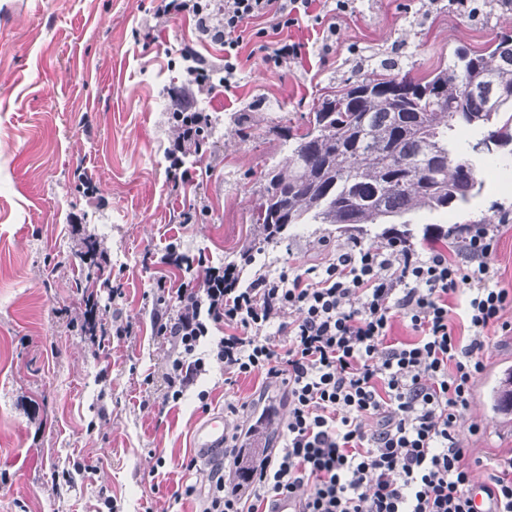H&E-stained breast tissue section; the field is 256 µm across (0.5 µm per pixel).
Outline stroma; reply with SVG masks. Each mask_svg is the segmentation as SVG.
Listing matches in <instances>:
<instances>
[{"instance_id": "stroma-1", "label": "stroma", "mask_w": 512, "mask_h": 512, "mask_svg": "<svg viewBox=\"0 0 512 512\" xmlns=\"http://www.w3.org/2000/svg\"><path fill=\"white\" fill-rule=\"evenodd\" d=\"M160 0H0V512H195L176 500L201 484L212 461L196 460L192 431L225 403L252 405L261 379H200L179 405L162 402L172 345L155 333L156 280L178 288L183 273L163 260L168 243L204 266L238 263L243 281L278 267L323 265L356 239L429 249L437 224L463 240L473 224L499 227L491 261L512 289V185L484 177L482 191L448 213L418 211L405 223L341 232L294 224L264 243L253 220L264 173L288 156L285 133L346 78L383 65L424 76L458 46L482 47L502 29L484 0L459 12L451 0H351L331 11L336 31L304 25V43L279 68L241 59L237 86L201 96L197 108L222 125L206 156H190V181L173 187L167 149L177 135L168 91L187 82L184 46L223 67L224 47L179 17L154 24ZM97 235L121 289L99 292L104 320L133 323L132 337L98 348L80 328L75 282L82 240ZM464 413L470 461L512 455V413L488 396L512 372V331L496 332ZM208 390L200 405L197 390Z\"/></svg>"}]
</instances>
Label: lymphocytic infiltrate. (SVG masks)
I'll return each mask as SVG.
<instances>
[{"instance_id": "obj_1", "label": "lymphocytic infiltrate", "mask_w": 512, "mask_h": 512, "mask_svg": "<svg viewBox=\"0 0 512 512\" xmlns=\"http://www.w3.org/2000/svg\"><path fill=\"white\" fill-rule=\"evenodd\" d=\"M314 0H162L159 19L191 13L198 29L224 45V78L215 80L206 60L186 48L191 94L176 111H194L195 95L232 89L244 34L261 21L253 50L263 65L301 57L303 46L282 39L285 28L321 24ZM173 184L190 180L184 157L204 155L197 123H179ZM497 228L469 227L456 258L391 241L337 248L325 266L282 267L242 283L234 264L192 276L193 263L168 244L166 263L186 277L161 297L157 334L174 342L177 355L165 368L164 400L179 403L212 367L224 382L257 376L285 384L288 415L278 446L249 476L247 491L228 490L223 464L210 471L199 512H275L279 497L299 502V512H475L473 469L458 437L484 370L488 332L512 331L503 318L512 290L495 287L491 262ZM415 340L394 341L396 319ZM461 319L465 333L453 321ZM224 334L213 338L212 329ZM288 335L279 345L276 335ZM375 419L366 428L365 419ZM488 512H512V456L489 473Z\"/></svg>"}]
</instances>
